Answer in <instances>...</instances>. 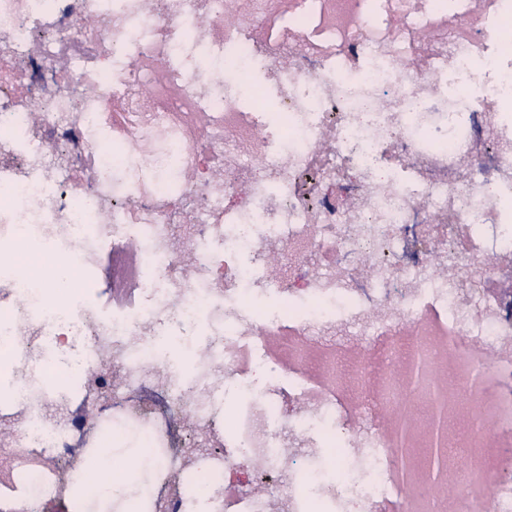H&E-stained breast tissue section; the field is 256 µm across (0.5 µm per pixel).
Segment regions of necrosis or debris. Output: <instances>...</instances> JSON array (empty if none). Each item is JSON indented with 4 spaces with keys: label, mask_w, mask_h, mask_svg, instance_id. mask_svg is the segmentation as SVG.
Segmentation results:
<instances>
[{
    "label": "necrosis or debris",
    "mask_w": 512,
    "mask_h": 512,
    "mask_svg": "<svg viewBox=\"0 0 512 512\" xmlns=\"http://www.w3.org/2000/svg\"><path fill=\"white\" fill-rule=\"evenodd\" d=\"M281 2L0 0V512L65 491L43 464L68 459L78 429L50 384L63 371L100 399L83 435L147 445L142 512H199L164 493L177 465L205 472L211 512H268L226 479L244 454L277 476L280 512H443L461 487L512 512V476L488 462L512 447V0ZM109 245L138 256L140 306L107 320L46 303L61 256L79 258L76 288ZM271 282L287 302L248 313ZM406 327L428 363L412 392L395 382L410 348L384 351L376 384L332 342ZM173 331L205 339L189 374L155 359L152 337ZM275 334L301 338L299 367L327 351L335 389L255 385L245 345ZM450 359L465 424L446 477L410 484L361 399L412 419ZM224 391L240 396L228 413ZM283 396L295 408L278 420Z\"/></svg>",
    "instance_id": "4bbe7bcc"
}]
</instances>
